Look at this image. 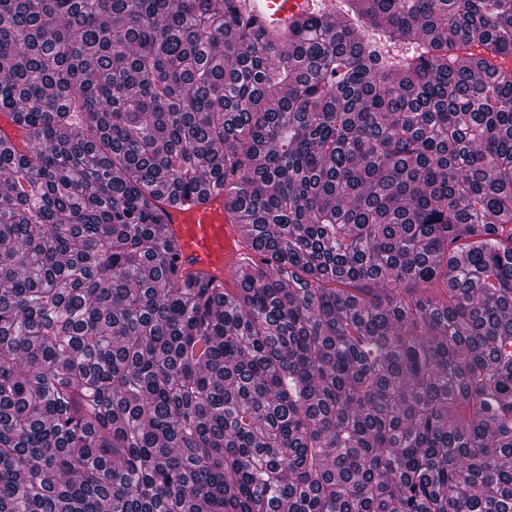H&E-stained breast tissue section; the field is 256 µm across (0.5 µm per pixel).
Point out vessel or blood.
Instances as JSON below:
<instances>
[{
	"mask_svg": "<svg viewBox=\"0 0 512 512\" xmlns=\"http://www.w3.org/2000/svg\"><path fill=\"white\" fill-rule=\"evenodd\" d=\"M235 5L267 38L281 44L312 19L329 13L331 0H235ZM167 229L180 242L177 264L182 272L223 283L228 289L236 286L234 270L241 257H257L244 248V229L225 212L220 194L186 210H171Z\"/></svg>",
	"mask_w": 512,
	"mask_h": 512,
	"instance_id": "b4317fda",
	"label": "vessel or blood"
}]
</instances>
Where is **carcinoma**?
Segmentation results:
<instances>
[{
	"label": "carcinoma",
	"mask_w": 512,
	"mask_h": 512,
	"mask_svg": "<svg viewBox=\"0 0 512 512\" xmlns=\"http://www.w3.org/2000/svg\"><path fill=\"white\" fill-rule=\"evenodd\" d=\"M233 2L0 0V512H512V0ZM331 0H235L238 11L267 38L281 44L312 19L331 12ZM170 215L167 229L181 245L176 259L180 270L223 282L229 290L237 288L233 272L240 258L256 260L258 255L243 247L244 229L224 211L223 195H211L187 210H170Z\"/></svg>",
	"instance_id": "cac0c4a2"
}]
</instances>
